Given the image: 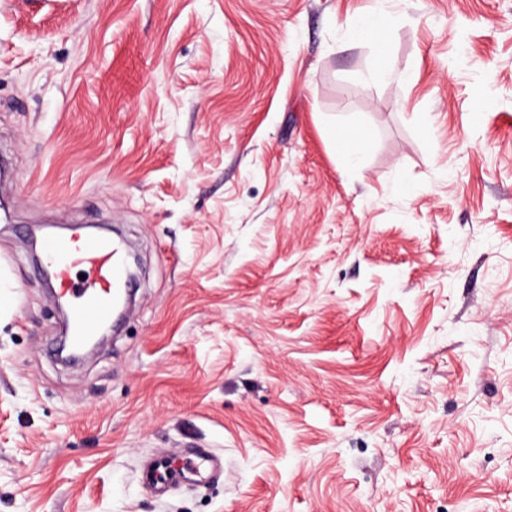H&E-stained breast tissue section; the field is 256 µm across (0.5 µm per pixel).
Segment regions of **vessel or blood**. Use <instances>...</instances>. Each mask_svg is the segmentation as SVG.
Masks as SVG:
<instances>
[{"label": "vessel or blood", "instance_id": "b4317fda", "mask_svg": "<svg viewBox=\"0 0 512 512\" xmlns=\"http://www.w3.org/2000/svg\"><path fill=\"white\" fill-rule=\"evenodd\" d=\"M46 259L54 268L57 288L73 296L68 317L69 339L80 346L95 336L112 316V301L123 291L124 270L118 248L111 239L97 237L85 241L60 239L46 247ZM87 271L86 283L72 287L67 279L70 267Z\"/></svg>", "mask_w": 512, "mask_h": 512}]
</instances>
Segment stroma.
<instances>
[{"instance_id":"35a3bbf8","label":"stroma","mask_w":512,"mask_h":512,"mask_svg":"<svg viewBox=\"0 0 512 512\" xmlns=\"http://www.w3.org/2000/svg\"><path fill=\"white\" fill-rule=\"evenodd\" d=\"M0 154V512H512V0H0ZM42 224L138 259L75 365ZM390 23V18L382 11H370L358 19L357 32L379 43L382 32L390 26Z\"/></svg>"}]
</instances>
